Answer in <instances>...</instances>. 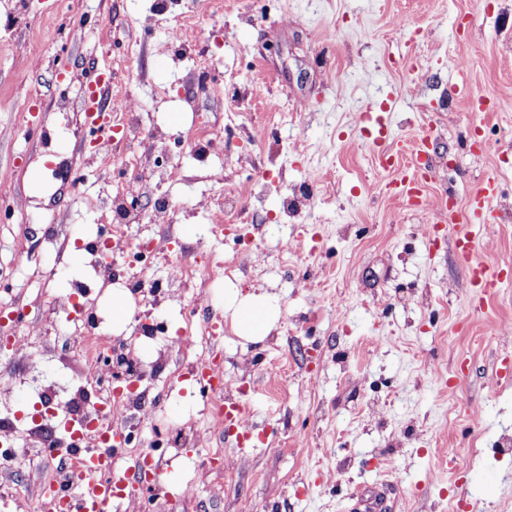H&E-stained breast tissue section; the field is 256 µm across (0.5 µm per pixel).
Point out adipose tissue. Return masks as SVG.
I'll return each instance as SVG.
<instances>
[{
  "instance_id": "1",
  "label": "adipose tissue",
  "mask_w": 512,
  "mask_h": 512,
  "mask_svg": "<svg viewBox=\"0 0 512 512\" xmlns=\"http://www.w3.org/2000/svg\"><path fill=\"white\" fill-rule=\"evenodd\" d=\"M224 310L231 318L236 336L245 344L263 341L282 313L275 296L264 291L244 294L232 285L224 289Z\"/></svg>"
}]
</instances>
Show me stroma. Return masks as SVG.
<instances>
[{
	"label": "stroma",
	"instance_id": "obj_1",
	"mask_svg": "<svg viewBox=\"0 0 512 512\" xmlns=\"http://www.w3.org/2000/svg\"><path fill=\"white\" fill-rule=\"evenodd\" d=\"M0 0V194L27 197L25 214L0 223V303L66 297L89 282L85 243L111 215L113 189L131 186L141 213L166 194L176 250L234 267L228 283L278 295L268 338L241 345L224 313V286L208 289L222 325L189 355L169 350L195 301L169 262L144 278L162 285L140 384L154 415H129L135 448L156 449L171 498L145 512H512V272L478 298L464 286L455 242L472 231L476 256L512 262V0ZM187 17L178 45L168 27ZM112 78L144 136L138 152L180 170L156 183L92 150L74 117L87 85ZM468 83L495 105L474 118L455 92ZM386 134L360 122L384 102ZM67 105L61 134L67 177L46 190L41 123ZM212 127L217 144L190 133ZM162 132L167 149L155 146ZM426 140L434 161L427 193L452 197L457 220L424 228L431 213L379 186L368 148L398 152ZM496 224L470 229L469 204L486 182ZM239 194L256 232L215 220L207 202ZM295 206L287 218L283 197ZM342 311H335V303ZM30 365L0 352L12 402L0 419L30 416L44 398L65 400L79 370L51 336L36 333ZM218 360L228 397L245 403L260 437L217 430L203 412L193 368ZM197 431L199 447L166 448V426ZM29 462L11 477L27 512H42L31 486L48 462L26 433ZM469 458L449 469L448 449Z\"/></svg>",
	"mask_w": 512,
	"mask_h": 512
}]
</instances>
